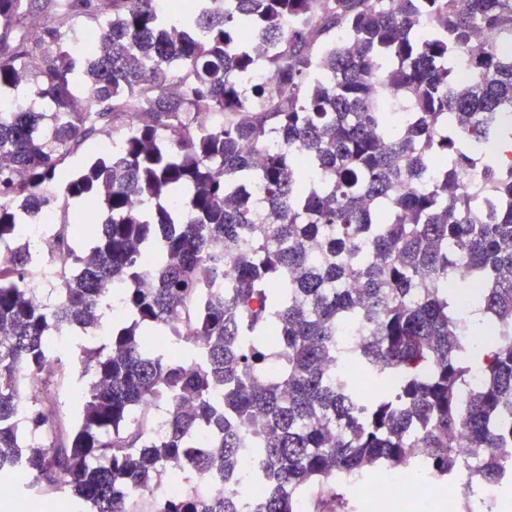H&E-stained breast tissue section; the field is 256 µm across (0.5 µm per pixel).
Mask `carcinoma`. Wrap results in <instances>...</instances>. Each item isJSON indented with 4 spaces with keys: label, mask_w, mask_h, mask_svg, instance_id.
<instances>
[{
    "label": "carcinoma",
    "mask_w": 512,
    "mask_h": 512,
    "mask_svg": "<svg viewBox=\"0 0 512 512\" xmlns=\"http://www.w3.org/2000/svg\"><path fill=\"white\" fill-rule=\"evenodd\" d=\"M96 21L95 54L52 16ZM0 0V471L30 476L39 500L69 491L85 512H132L163 478L224 475L245 449L277 485L261 512L331 497L374 461L420 448L449 477L502 480L512 461V62L475 42L512 34V0ZM466 67L469 85L453 80ZM267 70L274 84L258 85ZM81 95L84 103L73 104ZM224 115L211 129L202 113ZM122 129L119 149L87 141ZM91 156L66 166L80 149ZM475 167L479 180L460 174ZM258 185L255 199L248 190ZM75 204L42 225L48 206ZM58 255L34 253L20 226ZM92 245L79 254L74 240ZM153 257L151 288L140 255ZM465 254L466 265L457 257ZM68 263L61 276L51 263ZM41 298L27 283L41 275ZM486 337H461L457 289ZM121 283L122 311L105 306ZM192 307L205 347L172 357ZM368 343L350 350L347 325ZM107 331L81 356L78 419L60 422L72 361L49 342ZM481 374L472 385V374ZM29 378L37 380L33 389ZM154 403L155 436L136 417ZM214 433L208 448L196 431ZM462 432L480 467L461 462ZM162 512H236L234 492L192 493Z\"/></svg>",
    "instance_id": "carcinoma-1"
}]
</instances>
